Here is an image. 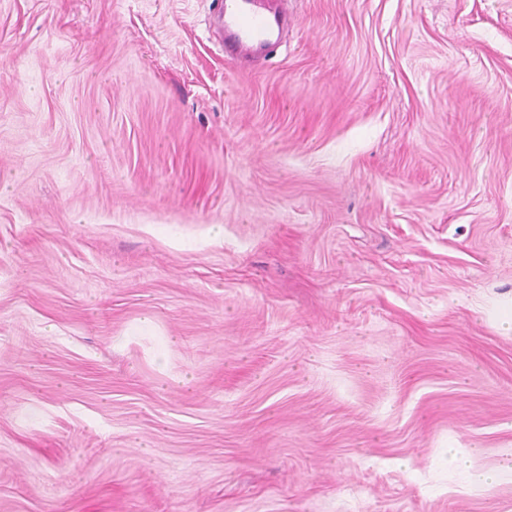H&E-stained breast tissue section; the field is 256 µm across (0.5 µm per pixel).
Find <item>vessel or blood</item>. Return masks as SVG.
I'll use <instances>...</instances> for the list:
<instances>
[{"instance_id": "obj_1", "label": "vessel or blood", "mask_w": 512, "mask_h": 512, "mask_svg": "<svg viewBox=\"0 0 512 512\" xmlns=\"http://www.w3.org/2000/svg\"><path fill=\"white\" fill-rule=\"evenodd\" d=\"M212 14L224 32L219 44L225 56L249 50L268 56L280 43L281 17L265 0H212Z\"/></svg>"}]
</instances>
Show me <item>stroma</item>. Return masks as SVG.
Instances as JSON below:
<instances>
[{"label": "stroma", "mask_w": 512, "mask_h": 512, "mask_svg": "<svg viewBox=\"0 0 512 512\" xmlns=\"http://www.w3.org/2000/svg\"><path fill=\"white\" fill-rule=\"evenodd\" d=\"M0 0V512H512V0ZM278 0H212V15L224 37L218 42L224 56L238 58L249 50L263 51L266 60L280 43V14L269 6Z\"/></svg>", "instance_id": "stroma-1"}]
</instances>
